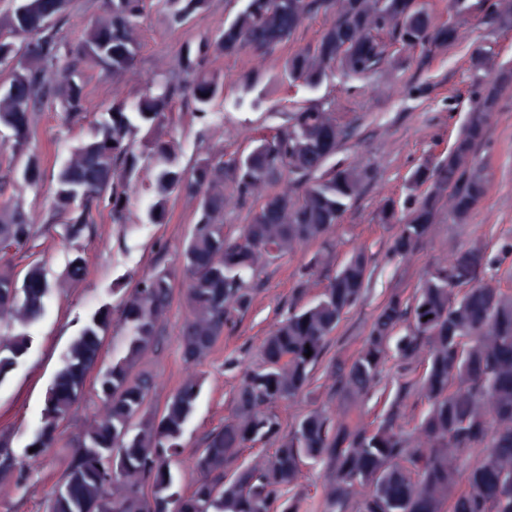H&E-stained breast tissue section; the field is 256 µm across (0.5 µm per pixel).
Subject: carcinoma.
Masks as SVG:
<instances>
[{"mask_svg": "<svg viewBox=\"0 0 512 512\" xmlns=\"http://www.w3.org/2000/svg\"><path fill=\"white\" fill-rule=\"evenodd\" d=\"M206 3L164 0L168 23L185 24ZM145 4L112 0L76 46L62 32L65 0H19L12 13L0 17V67L10 73L9 84L0 87V130L8 131L13 154L26 157L20 175L30 188L41 182V160L30 151L32 111L52 101L67 125L83 123L85 96L73 61L114 77L132 68ZM488 11L502 25H512V0H488ZM319 13L332 15L328 28L315 47L284 59L281 81L313 88L336 71L366 74L384 60L376 38L381 31L422 49L458 40L457 26L435 23L419 0H246L224 29L187 48L173 70L146 79L135 102H114L102 112L91 136L59 170L52 209L63 218L62 238L70 243L90 231L94 207L108 210L112 223H124L131 196L141 191L150 193L148 224L165 223L173 194L197 201L181 261L188 310L181 345L189 364L206 358L233 318L252 307L251 279L262 266L318 241L320 250L296 288L298 296L306 294L312 271L334 258L330 230L360 198L373 171L331 162L347 129L322 104L290 113L285 130L258 139L239 157L207 152L189 169L178 164L177 138L160 129L176 104L206 114L224 94L223 84L206 69L211 56L243 49L268 53L307 16ZM511 83L512 70H500L475 100L448 157L414 171L413 183L427 185L422 195L401 208L383 204L380 219L393 230L390 257L418 251L441 210L448 209L449 222L463 224L482 202L487 178L474 151L492 122L501 87ZM281 179L298 194L268 193ZM228 190L242 207L261 200L235 238L224 231ZM33 235L23 206L1 202L0 248L23 245ZM496 265L487 251L462 248L448 264L429 267L411 300L388 294L360 349L326 366L343 407L333 412L316 406L285 434L272 406L306 393L330 337L364 296L371 257L363 249L353 252L313 302L291 307L266 336L259 366L230 362L241 375L234 413L196 451V478L187 494L176 490L171 461L201 382L188 375L161 412L149 413L153 379L137 370L154 345L174 288L169 269H154L117 307L105 304L86 318L47 389L30 459L54 447L60 424L92 373L104 403L70 450L51 512H104L106 504L112 512H302L299 480L310 463L324 468V512H512V293L488 280ZM85 275V258L77 252L62 282ZM461 283L471 288L459 293L455 286ZM52 288L37 265L22 278L10 264L0 265V382L30 348V328L43 316ZM114 329L122 333L121 350L101 367L104 339ZM309 350L311 356H304ZM422 357L428 368L414 384L410 375ZM392 359L399 376L396 394L377 421L367 424L353 408L378 390ZM413 388L427 410L409 428L405 410ZM257 441L269 443V453L250 465L237 464ZM478 448L479 461L466 468ZM14 467L10 441L0 438V474Z\"/></svg>", "mask_w": 512, "mask_h": 512, "instance_id": "carcinoma-1", "label": "carcinoma"}]
</instances>
